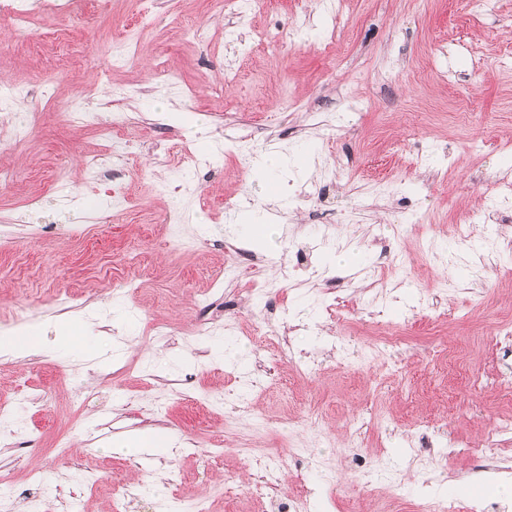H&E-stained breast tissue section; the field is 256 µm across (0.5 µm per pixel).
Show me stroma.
Here are the masks:
<instances>
[{"label":"stroma","instance_id":"obj_1","mask_svg":"<svg viewBox=\"0 0 512 512\" xmlns=\"http://www.w3.org/2000/svg\"><path fill=\"white\" fill-rule=\"evenodd\" d=\"M67 2L42 39L0 26V82L26 91L0 104V167L18 174L0 188V330L57 321L84 338L0 357V403L15 405L29 443L21 454L0 444V512H27L38 470L53 486L48 512H66L90 473L105 488L143 486L125 512H163L193 493L211 512H279L302 484L312 512H413L425 497L512 504L501 488L512 451L491 438L512 414L498 385L512 338L494 331L512 319V204L489 214L481 194L512 178V69L498 66L512 62V0L477 19L465 0H342L333 19L315 0H260L244 31H306L274 50L227 42L236 20L217 0H154L148 27L141 0ZM175 11L211 46L185 40ZM126 43L136 60L103 73V51ZM161 63L176 81L159 77ZM75 109L95 125H67ZM115 110L129 118L121 156L101 135ZM244 143L258 147L246 164ZM96 154L108 176L85 172ZM271 155L281 168L263 166ZM169 208L183 223H154ZM469 215L474 235L457 245ZM264 217L275 232L254 237ZM230 249L241 281L211 293ZM392 253L405 274L391 275ZM295 258L309 276L281 279L277 261ZM254 281L280 305L273 319L309 374L264 354L242 291ZM332 302L351 313L329 316ZM156 319L169 335L148 334ZM389 322L401 338L373 356ZM243 397L262 428L240 417ZM145 431L170 451L120 450ZM67 433L62 457L54 444ZM233 435L301 459L275 492L254 493L242 454L206 453Z\"/></svg>","mask_w":512,"mask_h":512}]
</instances>
